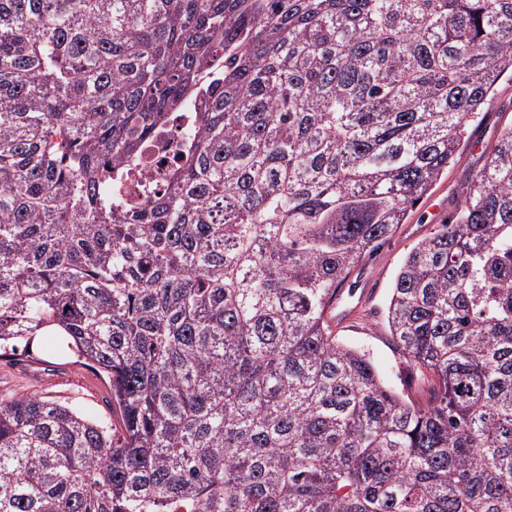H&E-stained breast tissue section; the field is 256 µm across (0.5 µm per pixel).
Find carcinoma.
I'll return each instance as SVG.
<instances>
[{
  "label": "carcinoma",
  "instance_id": "carcinoma-1",
  "mask_svg": "<svg viewBox=\"0 0 512 512\" xmlns=\"http://www.w3.org/2000/svg\"><path fill=\"white\" fill-rule=\"evenodd\" d=\"M506 75L512 0H0V357L58 330L122 421L1 396L0 512H512V126L394 278L428 398L332 327ZM188 114L174 113L172 119L145 141L140 163L129 170L123 191L137 203L146 200L142 192L150 186L155 193H163L169 185L170 173L183 163L182 130L188 124ZM166 161V165H163Z\"/></svg>",
  "mask_w": 512,
  "mask_h": 512
}]
</instances>
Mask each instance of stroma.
I'll return each instance as SVG.
<instances>
[{
  "label": "stroma",
  "instance_id": "35a3bbf8",
  "mask_svg": "<svg viewBox=\"0 0 512 512\" xmlns=\"http://www.w3.org/2000/svg\"><path fill=\"white\" fill-rule=\"evenodd\" d=\"M485 117L471 126L469 138L448 167L447 175L420 200L391 240L355 268L344 287L350 317L335 323L338 341L365 351L391 386L422 400L431 386L396 350L385 318L394 276L407 253L440 224L461 201V189L482 165L504 127L512 125V78L504 77L490 95ZM37 393L74 405L91 417H117L106 377L77 361L61 337L47 336L31 355L0 358V395Z\"/></svg>",
  "mask_w": 512,
  "mask_h": 512
}]
</instances>
